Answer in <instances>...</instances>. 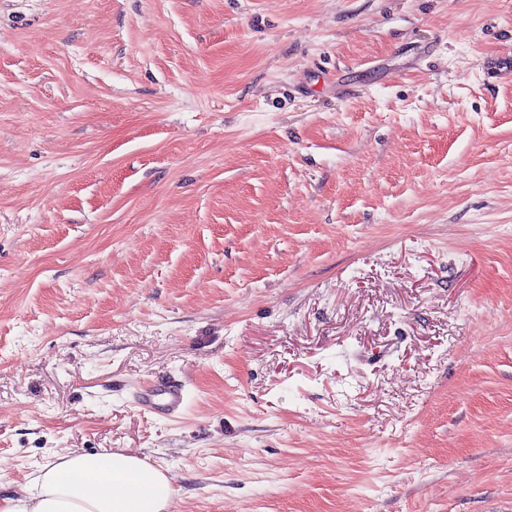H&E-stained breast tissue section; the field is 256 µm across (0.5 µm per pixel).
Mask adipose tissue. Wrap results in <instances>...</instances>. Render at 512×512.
Here are the masks:
<instances>
[{"mask_svg": "<svg viewBox=\"0 0 512 512\" xmlns=\"http://www.w3.org/2000/svg\"><path fill=\"white\" fill-rule=\"evenodd\" d=\"M172 492L167 471L136 453L71 451L0 496V512H167Z\"/></svg>", "mask_w": 512, "mask_h": 512, "instance_id": "1", "label": "adipose tissue"}]
</instances>
